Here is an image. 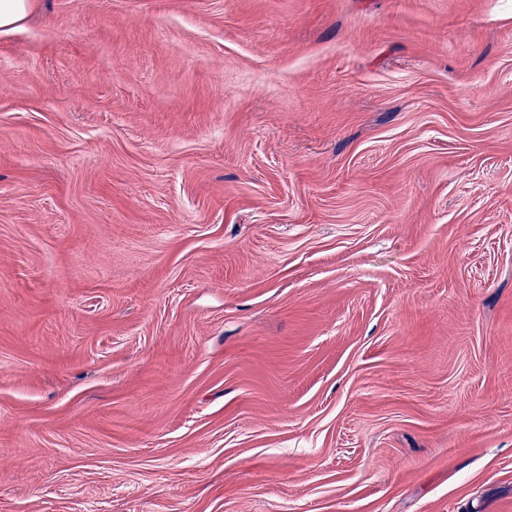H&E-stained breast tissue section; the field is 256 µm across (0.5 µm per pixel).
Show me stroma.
Listing matches in <instances>:
<instances>
[{
  "label": "stroma",
  "mask_w": 512,
  "mask_h": 512,
  "mask_svg": "<svg viewBox=\"0 0 512 512\" xmlns=\"http://www.w3.org/2000/svg\"><path fill=\"white\" fill-rule=\"evenodd\" d=\"M0 458V512H512V0L0 32Z\"/></svg>",
  "instance_id": "1"
}]
</instances>
